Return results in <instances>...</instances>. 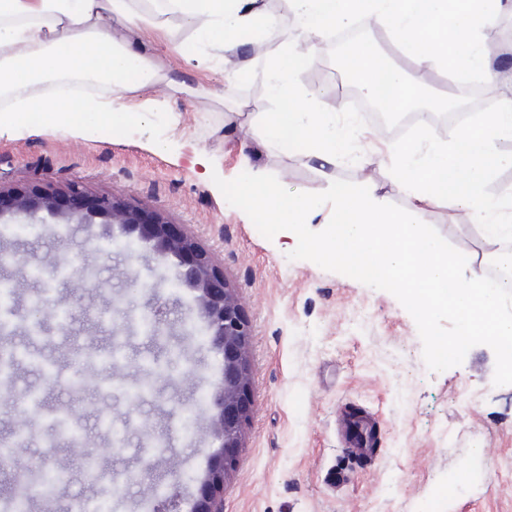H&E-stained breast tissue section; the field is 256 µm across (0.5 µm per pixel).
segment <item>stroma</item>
I'll return each mask as SVG.
<instances>
[{
    "mask_svg": "<svg viewBox=\"0 0 512 512\" xmlns=\"http://www.w3.org/2000/svg\"><path fill=\"white\" fill-rule=\"evenodd\" d=\"M143 42L166 80L154 95L131 93L112 106L147 113V121L118 130L1 129L0 187L31 192L50 184L62 191L76 184L147 204L184 225L213 255L251 330L253 412L224 483V512H512V385H494L493 350L477 345L460 365L430 371L415 321L391 293L290 259L296 235L284 230L265 238L213 182L246 171L275 175L293 192L316 193L329 180L346 179L407 208L405 188L375 160L394 142L393 129L358 120L348 155L321 169L299 150L266 145L260 123L232 121L235 112L272 109L265 56L255 47L243 48L247 74L235 98L225 100L221 64L178 19L163 21ZM172 42L181 53L169 51ZM420 219L466 257L496 249L468 210L426 205ZM0 246L46 267L102 272L101 287L87 288L75 275L50 281L29 278L22 265L0 267V278L17 284L15 314L41 330L35 339L14 331L16 344L63 365L76 346L104 351L117 338L126 357L113 375L89 369L78 389L18 364L12 382L0 386V441H12L22 414L27 439L0 461V492L47 466L66 480L32 512H70L71 504L99 494L83 471L92 458L118 485L121 499L112 512H141L158 483L173 486L180 512H189L218 446L208 395L221 378L220 360L194 318L192 294L172 287L170 264L149 249L129 260L98 223L61 224L52 233L40 224L13 230L0 234ZM132 271L140 278L135 289L128 286ZM48 288L71 309L66 329L49 312H33L34 298ZM114 302L119 313L111 323L99 321L98 310ZM115 325L120 335L112 334ZM142 383L150 395L133 403L126 389ZM32 389L43 401L28 413ZM345 404L379 416L380 443L369 467L343 454L336 441V410ZM62 409L73 411L81 447L58 437L52 417ZM184 414L194 417L187 430L178 424ZM134 417L140 428H130ZM104 418L125 430L122 443L99 430ZM479 447L489 451L487 466L459 481Z\"/></svg>",
    "mask_w": 512,
    "mask_h": 512,
    "instance_id": "obj_1",
    "label": "stroma"
}]
</instances>
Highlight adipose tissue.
Instances as JSON below:
<instances>
[{
    "mask_svg": "<svg viewBox=\"0 0 512 512\" xmlns=\"http://www.w3.org/2000/svg\"><path fill=\"white\" fill-rule=\"evenodd\" d=\"M503 6V0H288L284 16L263 13L257 0H163L197 43L226 61V96L242 74L231 57L247 42L287 25L292 15L311 44L365 15L388 30L403 55L486 86L496 84L502 73L485 48L476 17L499 13ZM156 24L146 0H0V98L7 101L0 107V126L27 123L33 112L41 113L47 128L74 120L111 121L109 105L80 104L48 87L62 78H91L116 97L154 87L159 69L131 41ZM348 54L363 90L391 111L408 107L426 87L421 71L394 66L366 45H355ZM317 59L316 53L284 43L267 60V99L274 110L262 134L270 145L300 149L326 166L336 163L355 130L339 126L335 107L303 85L302 74Z\"/></svg>",
    "mask_w": 512,
    "mask_h": 512,
    "instance_id": "1",
    "label": "adipose tissue"
}]
</instances>
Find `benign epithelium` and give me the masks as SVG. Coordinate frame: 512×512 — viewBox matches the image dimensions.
I'll return each mask as SVG.
<instances>
[{"instance_id": "1", "label": "benign epithelium", "mask_w": 512, "mask_h": 512, "mask_svg": "<svg viewBox=\"0 0 512 512\" xmlns=\"http://www.w3.org/2000/svg\"><path fill=\"white\" fill-rule=\"evenodd\" d=\"M68 224H92L99 218L120 230L127 254L147 246L161 261L174 260V281L193 294L197 317L210 347L221 357L222 378L209 400L212 431L219 449L197 481L192 512H224V481L236 465L253 400L248 343L249 325L232 288L213 257L178 224L158 212L130 206L109 195H91L73 185L64 192L50 186L30 193L0 188V220L17 227L44 224V215Z\"/></svg>"}]
</instances>
